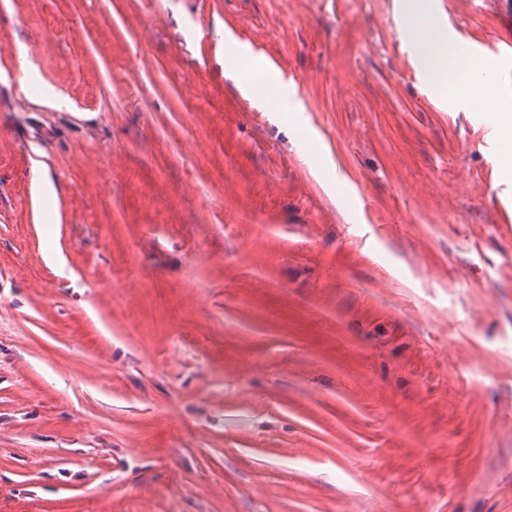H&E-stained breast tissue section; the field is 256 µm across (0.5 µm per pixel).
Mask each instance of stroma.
Returning a JSON list of instances; mask_svg holds the SVG:
<instances>
[{
	"label": "stroma",
	"instance_id": "35a3bbf8",
	"mask_svg": "<svg viewBox=\"0 0 512 512\" xmlns=\"http://www.w3.org/2000/svg\"><path fill=\"white\" fill-rule=\"evenodd\" d=\"M399 25L0 0V512H512L501 106L442 121ZM270 54L296 125L225 71Z\"/></svg>",
	"mask_w": 512,
	"mask_h": 512
}]
</instances>
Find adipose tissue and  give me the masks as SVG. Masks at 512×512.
I'll list each match as a JSON object with an SVG mask.
<instances>
[{
  "label": "adipose tissue",
  "mask_w": 512,
  "mask_h": 512,
  "mask_svg": "<svg viewBox=\"0 0 512 512\" xmlns=\"http://www.w3.org/2000/svg\"><path fill=\"white\" fill-rule=\"evenodd\" d=\"M431 7L430 0H403L402 3L406 36L432 58L431 64L423 68L425 84L441 93L470 100L489 96L504 100L506 94L491 77L490 65L474 61L458 43L445 39L425 40L416 18L421 11ZM226 68L247 94H267V102L275 111H290L291 106L285 98L272 94L274 78L271 73L255 65H246L241 59L228 62Z\"/></svg>",
  "instance_id": "1"
}]
</instances>
